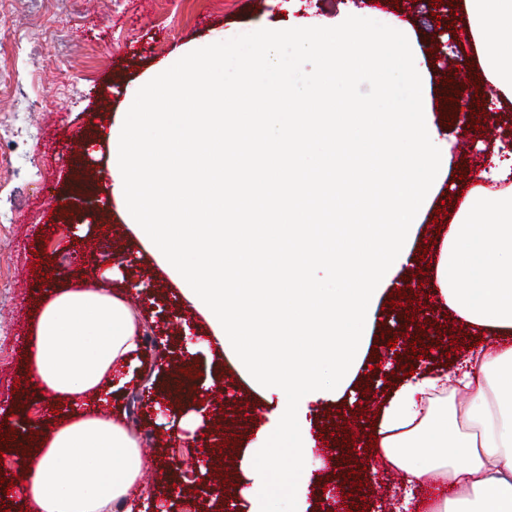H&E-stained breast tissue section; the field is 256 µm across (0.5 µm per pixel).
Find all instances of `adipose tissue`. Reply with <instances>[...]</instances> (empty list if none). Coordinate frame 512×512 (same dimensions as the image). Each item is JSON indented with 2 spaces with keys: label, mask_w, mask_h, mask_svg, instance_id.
<instances>
[{
  "label": "adipose tissue",
  "mask_w": 512,
  "mask_h": 512,
  "mask_svg": "<svg viewBox=\"0 0 512 512\" xmlns=\"http://www.w3.org/2000/svg\"><path fill=\"white\" fill-rule=\"evenodd\" d=\"M462 5L465 64L489 85L488 109L512 111V0ZM284 7L287 25L215 33L126 88L101 172L108 203L268 405L267 428L239 451L244 512H277L278 499L300 512L307 405L342 399L359 375L378 303L454 169L407 22L369 8L328 25L299 16L300 0ZM286 44L320 67L299 70ZM192 97L204 111L187 110ZM450 202L434 294L491 337L402 383L381 408L379 445L409 487L451 488L432 512H512V150L496 142ZM113 277L54 290L27 345L31 389L67 405L23 461L18 492L35 512H131L140 489L136 434L91 410L145 346Z\"/></svg>",
  "instance_id": "obj_1"
}]
</instances>
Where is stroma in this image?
Instances as JSON below:
<instances>
[{"mask_svg":"<svg viewBox=\"0 0 512 512\" xmlns=\"http://www.w3.org/2000/svg\"><path fill=\"white\" fill-rule=\"evenodd\" d=\"M281 18V8L273 0H0V125L7 128L0 134V424L15 431L16 443L36 446L43 430L66 411L60 404L49 406L22 381L25 339L34 332L50 279L73 282L101 272L109 259L125 261L127 273L143 279L142 290L127 300L142 317L146 336L157 337L159 343L145 349L141 371L164 375L175 362H190L192 388L207 397L199 410L205 442L219 435L230 399L247 408V427L235 438L236 447L249 445L267 425L257 394L223 353L208 346V325L122 217L109 216L97 235L98 249L83 254L75 225L59 223L55 199L74 178L72 149L84 148L90 132L111 127L121 109L119 89L133 85L181 47L205 41L212 32ZM450 103L447 97L435 101L434 120L453 144L455 175L468 179L483 159L482 146L512 137V112L484 111L469 104L464 119L486 120V131L475 143L463 139L458 129L461 118L450 114ZM433 218V213H426L412 245L413 257L397 275L404 282L420 274V296L433 291L421 259L425 243L438 239ZM405 317L402 308L391 307L389 296H382L365 366L388 369L411 354L410 346L397 350L384 340ZM454 317L447 308L430 310L421 345L431 354L430 369L448 364L437 354L443 333H454L466 349L484 337L472 327L457 328ZM191 334L196 343L184 345V337ZM394 388V383L379 379L367 387L350 388L340 401L312 404L307 420L318 442L305 461L310 479L303 512H318L329 497L343 500L338 476L346 468L360 472L367 497L378 505L386 499L384 486L401 484V473L374 467L378 453L368 447L371 424L378 421ZM104 408L125 415L140 439L141 485L148 490L156 487L163 466L172 465L194 478L181 487L175 512H202L204 496L199 489L216 483L219 474L204 468L197 448L172 439L173 417L165 412L163 401H144L134 413L128 393L122 392L109 397ZM353 416L358 419L356 442L363 447L356 457L326 444Z\"/></svg>","mask_w":512,"mask_h":512,"instance_id":"obj_1","label":"stroma"}]
</instances>
